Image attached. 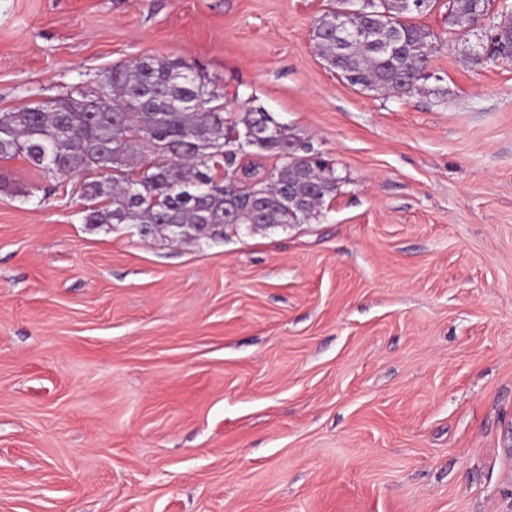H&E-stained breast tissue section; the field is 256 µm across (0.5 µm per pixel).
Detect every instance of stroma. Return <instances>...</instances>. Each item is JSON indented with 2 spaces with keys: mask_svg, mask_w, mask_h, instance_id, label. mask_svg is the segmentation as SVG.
<instances>
[{
  "mask_svg": "<svg viewBox=\"0 0 512 512\" xmlns=\"http://www.w3.org/2000/svg\"><path fill=\"white\" fill-rule=\"evenodd\" d=\"M332 0H0V112L196 63L336 171L298 224L172 244L0 162V512H512V65L409 96L322 60Z\"/></svg>",
  "mask_w": 512,
  "mask_h": 512,
  "instance_id": "obj_1",
  "label": "stroma"
}]
</instances>
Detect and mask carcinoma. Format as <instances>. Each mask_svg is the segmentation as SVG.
<instances>
[{
    "mask_svg": "<svg viewBox=\"0 0 512 512\" xmlns=\"http://www.w3.org/2000/svg\"><path fill=\"white\" fill-rule=\"evenodd\" d=\"M440 0H334L314 23L321 56L340 78L362 90L404 97L427 77L441 36L416 18ZM491 0H448V23L461 38L489 23L493 38L474 67L512 64V22L490 15ZM363 9L362 24L390 26L384 52L372 34L336 44L341 11ZM263 110L224 112V90L186 59L144 58L98 75L87 91L32 109L0 112V160L25 158L48 178L85 177L86 224H132L143 237L224 239L244 224H297L336 194V172L317 153H292L296 138L278 125L274 139L247 138ZM269 153L285 162L264 176L239 155Z\"/></svg>",
    "mask_w": 512,
    "mask_h": 512,
    "instance_id": "1",
    "label": "carcinoma"
}]
</instances>
